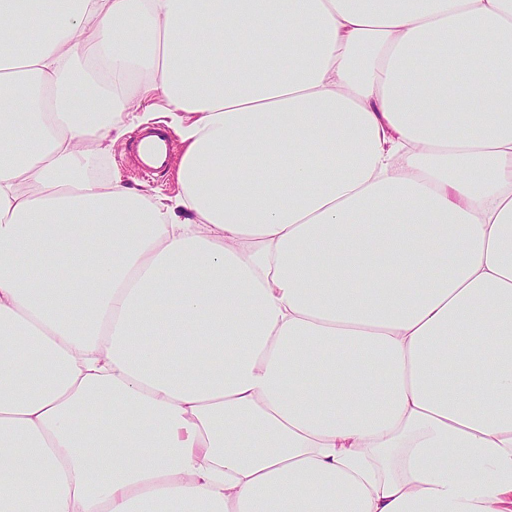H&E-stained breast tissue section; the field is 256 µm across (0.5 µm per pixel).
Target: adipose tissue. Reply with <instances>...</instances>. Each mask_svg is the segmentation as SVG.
I'll return each instance as SVG.
<instances>
[{
	"instance_id": "1",
	"label": "adipose tissue",
	"mask_w": 512,
	"mask_h": 512,
	"mask_svg": "<svg viewBox=\"0 0 512 512\" xmlns=\"http://www.w3.org/2000/svg\"><path fill=\"white\" fill-rule=\"evenodd\" d=\"M0 512H512V0H0ZM132 131L112 145L110 157L106 159L105 166L111 172H118L123 181L134 189L158 190L171 197L177 195L180 187L177 180V164L185 144L180 141L174 130H169L175 141L174 153L167 170H162L168 159L171 150L170 139L166 132L161 129H148L141 133L135 140L132 151L135 157L138 170L142 174H154L149 178H142L136 175L128 158L127 148L133 135L146 125H138L134 122Z\"/></svg>"
}]
</instances>
